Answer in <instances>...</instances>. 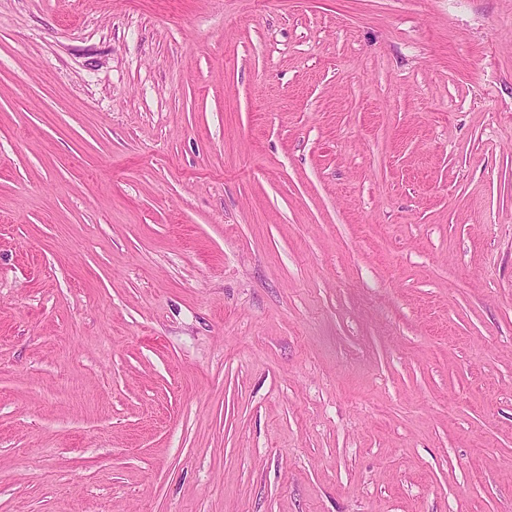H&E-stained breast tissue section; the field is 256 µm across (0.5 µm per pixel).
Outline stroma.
I'll list each match as a JSON object with an SVG mask.
<instances>
[{
	"mask_svg": "<svg viewBox=\"0 0 512 512\" xmlns=\"http://www.w3.org/2000/svg\"><path fill=\"white\" fill-rule=\"evenodd\" d=\"M0 512H512V0H0Z\"/></svg>",
	"mask_w": 512,
	"mask_h": 512,
	"instance_id": "1",
	"label": "stroma"
}]
</instances>
